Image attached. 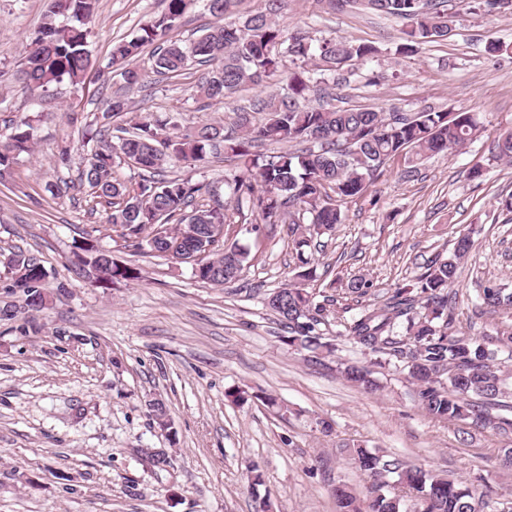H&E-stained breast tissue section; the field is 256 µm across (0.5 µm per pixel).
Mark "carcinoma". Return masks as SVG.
I'll use <instances>...</instances> for the list:
<instances>
[{
  "mask_svg": "<svg viewBox=\"0 0 512 512\" xmlns=\"http://www.w3.org/2000/svg\"><path fill=\"white\" fill-rule=\"evenodd\" d=\"M42 23L27 45L21 69L24 87L32 94L46 92L64 82L83 83L95 61L89 49L87 25L97 0H45ZM244 0H207L216 21L189 42L174 40L170 32L192 0H165L164 12L148 20L129 40L112 45L110 64L120 70L124 88L142 87L146 74L127 63L144 46L152 45L153 73L178 77L194 65L207 66L196 84V97L206 104L221 103L243 86L261 85L286 74L285 63L312 65L308 76L288 75V92L258 95L227 127L204 122L181 131L167 115L146 114L133 131L118 141L109 140L112 119L131 110L126 93L116 91L107 100L81 179L92 198L103 206L112 232L136 248L164 254L182 240V253L193 259V275L204 283L224 286L242 277L250 263L248 247L234 241L200 248L210 236L208 224H239L251 215L263 224H287L301 263L297 281L268 293L264 305L288 328L286 343L308 352V360L322 364L335 355L336 345L324 340L317 327L331 318L347 337L373 356L372 365L393 366L406 373L416 387L418 405L431 418L466 421L477 428L495 424L490 410L507 407V376L501 371L498 351L456 328L458 294L452 288L458 270L473 247L470 228L460 234L448 256L434 260L426 271L386 293L381 303L364 304L370 282L363 277L348 281L341 294L322 292L316 300L306 282L316 280V268L304 257L315 237L343 223L341 202L362 196L387 161L403 157L410 171L425 159L452 153L464 146L476 128L471 112H441L423 107L415 112L366 106L336 107L305 104L312 77L342 79L344 67L377 53L372 44L324 38L318 42L304 31L290 33L277 14L288 0H269V9L245 16ZM334 11L359 5L404 21L406 44L413 52L427 42L443 40L451 31L447 0H323ZM262 114L260 123L250 114ZM297 148L271 151L273 144ZM32 119L16 120L11 132L0 137V171L12 167L23 154L34 152ZM499 160L512 163V130L494 146ZM224 155L245 168L224 181L227 198L189 178H155L170 160L201 163ZM126 158L149 173L139 182H121L112 176L117 159ZM9 264L27 273L14 279L12 292L21 305L0 309V319L44 308L47 271L34 257L16 254ZM111 280H135L138 273L126 265L108 262ZM481 305L497 312L512 309V287L488 280L480 293ZM352 316H347V313ZM340 373L366 390L377 388L373 371L355 363L340 364ZM356 467L370 479L364 498L347 485L334 489L338 512H494L491 500L478 487L411 466L399 458L385 459L362 444L348 446Z\"/></svg>",
  "mask_w": 512,
  "mask_h": 512,
  "instance_id": "cac0c4a2",
  "label": "carcinoma"
}]
</instances>
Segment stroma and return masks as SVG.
Masks as SVG:
<instances>
[{"label":"stroma","instance_id":"35a3bbf8","mask_svg":"<svg viewBox=\"0 0 512 512\" xmlns=\"http://www.w3.org/2000/svg\"><path fill=\"white\" fill-rule=\"evenodd\" d=\"M44 10V0H0V135L28 115L36 137L34 153L0 177V307L16 301L9 257H37L48 273L41 312L0 320V512H254L259 497L271 512H336V484L360 495L368 484L344 449L352 441L478 485L495 501L512 499V472L499 465L512 429L460 434L459 422L425 414L404 372L377 370L379 388L369 392L346 381L335 361L312 364L284 343L263 299L296 273L286 225L225 228L226 238L250 246L252 261L223 287L106 231L103 208L79 181L93 148L86 134L120 84L109 64L113 42L134 37L164 4L99 0L89 35L94 69L83 84L33 97L16 72ZM448 13V39L408 54L399 51L403 21L362 9L334 13L321 0H293L280 24L317 40L377 47L353 63L348 82L333 86L338 106L475 113L478 127L465 147L429 158L411 177L403 158L391 160L364 196L344 204V223L307 253L317 266L313 288L362 276L375 303L479 223L454 288L458 327L480 336L503 319L475 309L480 283L512 276V213L500 206L512 195V164L493 152L512 129V9L449 0ZM492 41L502 52L487 53ZM196 80L191 73L134 90L133 117L169 113L185 129L230 123L259 91L283 89L248 86L204 109L193 96ZM476 166L484 180L469 179ZM236 170L220 156L166 166L167 176L219 189ZM83 242L136 268L139 279L92 282L74 263ZM238 388L249 393L247 403L227 400ZM269 395L277 406L267 405ZM157 396L169 407L170 428L150 415ZM320 419L331 433L320 431ZM147 448L168 453V471L146 466L138 452ZM254 465L264 482L253 490Z\"/></svg>","mask_w":512,"mask_h":512}]
</instances>
